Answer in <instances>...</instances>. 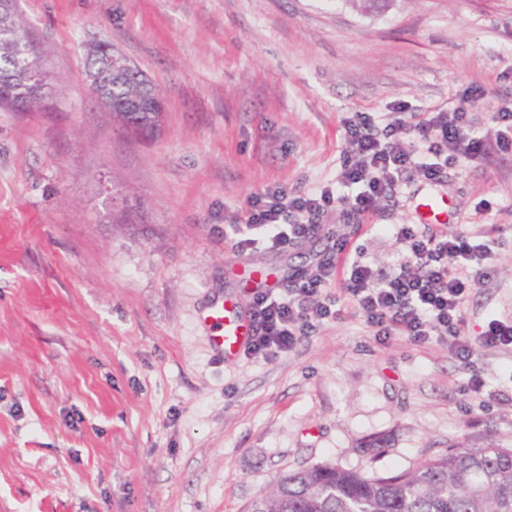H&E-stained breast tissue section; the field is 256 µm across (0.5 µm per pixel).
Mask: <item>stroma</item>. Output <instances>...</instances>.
Segmentation results:
<instances>
[{
  "mask_svg": "<svg viewBox=\"0 0 512 512\" xmlns=\"http://www.w3.org/2000/svg\"><path fill=\"white\" fill-rule=\"evenodd\" d=\"M51 76L48 106L0 111V512H250L316 464L416 469L457 443L512 448V350L374 340L349 304L290 352L228 362L199 323L220 296L251 306L250 273L312 265L326 238L234 248L254 194L335 185L343 120L512 101V0H18ZM107 40L153 81L159 133L134 139L81 76ZM446 200L447 232L496 226V273L464 330L512 312V152L487 143L437 181L415 169L350 240L388 269L373 224ZM382 436L387 444L371 447Z\"/></svg>",
  "mask_w": 512,
  "mask_h": 512,
  "instance_id": "1",
  "label": "stroma"
}]
</instances>
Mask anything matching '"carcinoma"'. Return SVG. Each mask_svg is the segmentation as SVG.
Wrapping results in <instances>:
<instances>
[{
	"instance_id": "obj_1",
	"label": "carcinoma",
	"mask_w": 512,
	"mask_h": 512,
	"mask_svg": "<svg viewBox=\"0 0 512 512\" xmlns=\"http://www.w3.org/2000/svg\"><path fill=\"white\" fill-rule=\"evenodd\" d=\"M364 15L390 0H351ZM16 0H0V109L42 110L51 91L35 41L17 22ZM84 80L112 102V119L142 138L161 127L152 81L108 41L88 45ZM252 512H512V448L460 443L413 471L365 476L324 464L282 477Z\"/></svg>"
}]
</instances>
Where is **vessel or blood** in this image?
<instances>
[{
    "label": "vessel or blood",
    "mask_w": 512,
    "mask_h": 512,
    "mask_svg": "<svg viewBox=\"0 0 512 512\" xmlns=\"http://www.w3.org/2000/svg\"><path fill=\"white\" fill-rule=\"evenodd\" d=\"M200 323L211 328L214 350L228 360L238 357L255 334L249 312L232 299L213 300L201 315Z\"/></svg>",
    "instance_id": "vessel-or-blood-1"
}]
</instances>
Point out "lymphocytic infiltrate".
<instances>
[{
    "instance_id": "lymphocytic-infiltrate-1",
    "label": "lymphocytic infiltrate",
    "mask_w": 512,
    "mask_h": 512,
    "mask_svg": "<svg viewBox=\"0 0 512 512\" xmlns=\"http://www.w3.org/2000/svg\"><path fill=\"white\" fill-rule=\"evenodd\" d=\"M344 138L340 184L345 194L327 186L300 195L266 189L253 196L245 222L232 225L236 248L294 247L320 235L322 217L333 203L344 204V218L365 217L375 213L377 202L395 190L406 170L418 169L435 180L449 163L476 157L486 145L473 130L466 107H436L383 126L372 114L357 112L345 120ZM385 230L404 247L388 270L349 255L348 238L341 234L334 251L317 258L310 269L289 274L283 293L257 292L252 317L258 330L247 355L292 350L317 323L336 316L342 297L378 340L401 336L422 347L435 338L449 343L467 367L478 351L512 349V314L490 320L479 336L462 332L468 294L496 270L497 241L489 232L448 234L415 224H389ZM335 285L340 293H332Z\"/></svg>"
}]
</instances>
